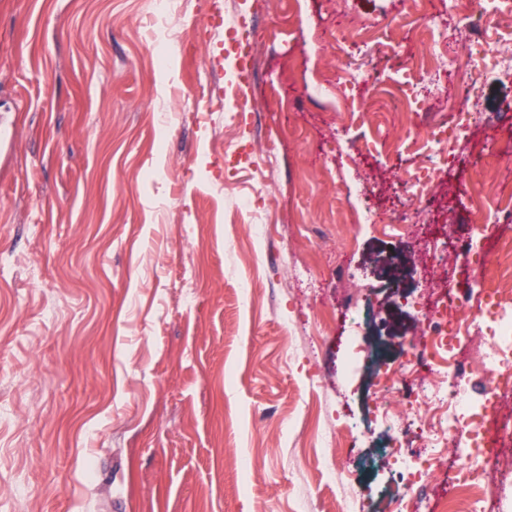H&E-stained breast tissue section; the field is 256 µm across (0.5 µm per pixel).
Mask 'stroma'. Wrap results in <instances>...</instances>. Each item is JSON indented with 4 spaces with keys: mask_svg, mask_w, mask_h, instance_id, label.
<instances>
[{
    "mask_svg": "<svg viewBox=\"0 0 512 512\" xmlns=\"http://www.w3.org/2000/svg\"><path fill=\"white\" fill-rule=\"evenodd\" d=\"M223 2L255 44L250 112L224 105L213 0L163 16L155 0H0V115L17 120L0 144V512H336L359 491L379 506L391 469L324 481L315 431L359 426L352 456L373 453V363H403L422 331L417 234L474 223L476 177L512 200V77L478 79L480 124L413 204L383 184L418 156L357 160L353 143L452 122L464 71L421 77L414 116L336 69L393 80L433 38L464 58L451 0ZM355 18L366 33L346 39ZM161 28L179 55L157 54ZM363 207L410 212V233L354 231ZM258 220L275 230L255 245ZM349 314L372 364L346 387Z\"/></svg>",
    "mask_w": 512,
    "mask_h": 512,
    "instance_id": "stroma-1",
    "label": "stroma"
}]
</instances>
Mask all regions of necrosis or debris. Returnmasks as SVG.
Instances as JSON below:
<instances>
[{
    "mask_svg": "<svg viewBox=\"0 0 512 512\" xmlns=\"http://www.w3.org/2000/svg\"><path fill=\"white\" fill-rule=\"evenodd\" d=\"M507 2L455 0L470 34L464 66L475 75H512V57L495 53L486 38L490 13H502ZM478 117L476 101L466 94L452 124L434 125L423 141L405 132L397 147L419 153L421 162L401 179V187L416 197L426 194L447 168L452 144ZM474 206L485 215L474 234L456 238L450 248L436 239L423 247L426 279H434L454 260L462 263L466 281H445L443 293L423 313L424 328L409 346L406 365L383 373L384 392L374 398L384 427L382 454L399 463L398 481L382 512H486L485 460L502 455L491 445L489 416L512 396V289L487 288L483 282L492 268L512 279V244H502L493 253L484 240L497 224L512 221V203L490 208L478 198ZM477 375L485 382L479 401L470 393ZM449 450L460 464L447 492L434 499L407 497V490Z\"/></svg>",
    "mask_w": 512,
    "mask_h": 512,
    "instance_id": "necrosis-or-debris-1",
    "label": "necrosis or debris"
}]
</instances>
